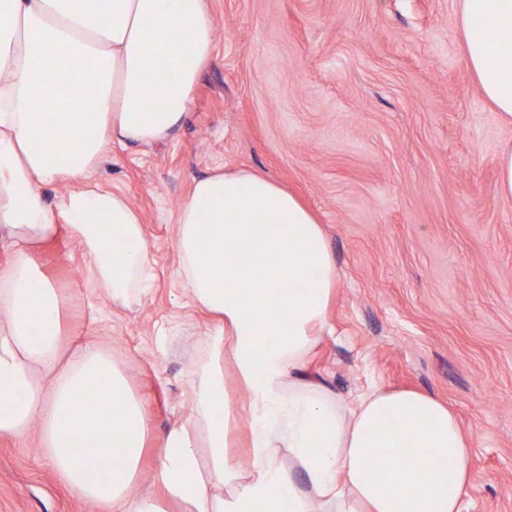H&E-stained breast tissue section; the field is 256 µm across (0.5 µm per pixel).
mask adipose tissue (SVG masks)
<instances>
[{
  "mask_svg": "<svg viewBox=\"0 0 512 512\" xmlns=\"http://www.w3.org/2000/svg\"><path fill=\"white\" fill-rule=\"evenodd\" d=\"M111 2L0 0V438L36 432L57 479L98 512H255L259 501L289 512H462L473 450L446 404L378 388L351 402L306 374L328 329L336 266L314 215L247 170L196 181L179 208L178 275L220 329L189 382L191 415L162 439L154 491L133 493L151 439L147 407L109 351L65 345L66 298L35 253L70 234L92 287L127 308L147 293L148 240L120 193L72 190L50 203L43 188L85 179L113 144L170 139L218 29L206 0ZM459 3L466 63L512 125V0ZM67 56L94 83L70 72ZM247 264L267 271L262 287L242 276ZM228 364L250 398L243 463L228 452ZM89 388L103 411L84 407ZM87 455L104 480L86 478Z\"/></svg>",
  "mask_w": 512,
  "mask_h": 512,
  "instance_id": "ef3b65f1",
  "label": "adipose tissue"
}]
</instances>
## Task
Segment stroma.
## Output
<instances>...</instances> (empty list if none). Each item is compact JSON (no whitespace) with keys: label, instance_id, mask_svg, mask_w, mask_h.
I'll return each instance as SVG.
<instances>
[{"label":"stroma","instance_id":"obj_1","mask_svg":"<svg viewBox=\"0 0 512 512\" xmlns=\"http://www.w3.org/2000/svg\"><path fill=\"white\" fill-rule=\"evenodd\" d=\"M219 32L167 142L113 146L84 187L125 195L150 245V290L127 309L89 285L81 246L39 249L68 296L65 342L95 339L130 378L155 438L189 416L208 315L176 275V217L197 180L249 170L295 193L338 272L307 370L336 393L369 384L448 403L472 436L463 512H512V143L464 57L458 0H207ZM0 512H95L32 438L0 440ZM498 195L505 201H512V144L501 147L498 153Z\"/></svg>","mask_w":512,"mask_h":512}]
</instances>
